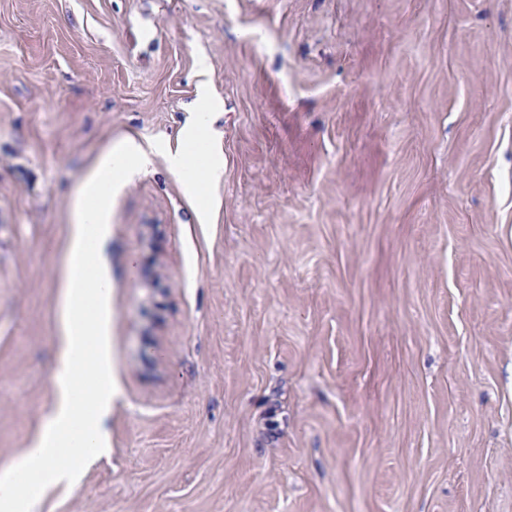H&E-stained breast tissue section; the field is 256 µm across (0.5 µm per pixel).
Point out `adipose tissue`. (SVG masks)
Wrapping results in <instances>:
<instances>
[{"instance_id": "ef3b65f1", "label": "adipose tissue", "mask_w": 512, "mask_h": 512, "mask_svg": "<svg viewBox=\"0 0 512 512\" xmlns=\"http://www.w3.org/2000/svg\"><path fill=\"white\" fill-rule=\"evenodd\" d=\"M213 140L211 125L199 121L168 153L175 168L188 172L185 187L203 209L208 201L201 196L202 186L224 175L218 154L198 158L197 146ZM149 161L141 144L117 142L74 197L67 269L56 299L61 324L51 372L56 403L29 448L0 469V512H36L47 488L79 483L84 468L107 446L104 419L115 394L108 340L112 281L105 263L110 196L120 177Z\"/></svg>"}]
</instances>
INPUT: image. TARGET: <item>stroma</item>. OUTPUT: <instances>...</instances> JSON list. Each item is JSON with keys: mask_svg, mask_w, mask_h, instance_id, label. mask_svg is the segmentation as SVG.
Listing matches in <instances>:
<instances>
[{"mask_svg": "<svg viewBox=\"0 0 512 512\" xmlns=\"http://www.w3.org/2000/svg\"><path fill=\"white\" fill-rule=\"evenodd\" d=\"M203 81L205 216L152 151ZM125 139L110 451L40 512H512V0H0V466Z\"/></svg>", "mask_w": 512, "mask_h": 512, "instance_id": "stroma-1", "label": "stroma"}]
</instances>
